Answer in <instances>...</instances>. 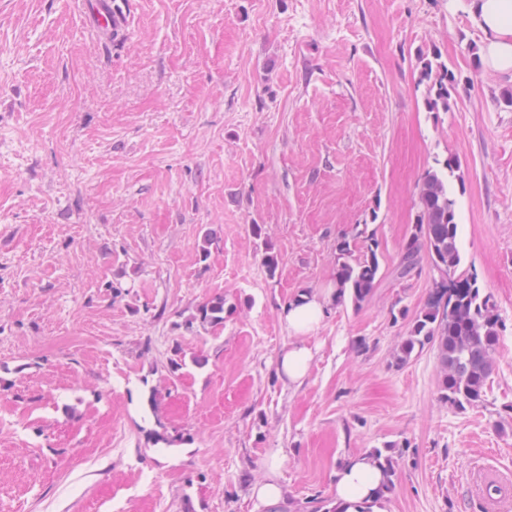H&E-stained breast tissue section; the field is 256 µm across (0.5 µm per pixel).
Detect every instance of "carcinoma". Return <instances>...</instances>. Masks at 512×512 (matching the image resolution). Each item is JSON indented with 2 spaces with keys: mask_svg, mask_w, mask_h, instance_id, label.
Masks as SVG:
<instances>
[{
  "mask_svg": "<svg viewBox=\"0 0 512 512\" xmlns=\"http://www.w3.org/2000/svg\"><path fill=\"white\" fill-rule=\"evenodd\" d=\"M422 64L423 77L433 79L429 86L430 108L448 109V99L456 90L458 78L442 63L435 65L424 58ZM455 166L449 159L441 169L428 173L415 201L414 230L401 246V275H408L417 268L424 251L439 278L425 306L411 318L396 360L403 364L415 350L434 345L440 362V398L455 409L465 411L485 401L502 323L495 300L480 288L477 275L471 269L461 268L455 199L448 184V174L454 173ZM336 251L339 300L348 299L359 308L372 296L378 283L377 246L367 245L358 258L352 257L347 241L339 243ZM196 322L204 327L224 324V297L217 296L202 304L197 314L185 321V327L191 329ZM372 454L383 460L388 478L381 492L384 497L394 485L392 448H376Z\"/></svg>",
  "mask_w": 512,
  "mask_h": 512,
  "instance_id": "carcinoma-1",
  "label": "carcinoma"
}]
</instances>
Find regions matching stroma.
<instances>
[{
  "mask_svg": "<svg viewBox=\"0 0 512 512\" xmlns=\"http://www.w3.org/2000/svg\"><path fill=\"white\" fill-rule=\"evenodd\" d=\"M118 3L113 42L74 0H0V512H263L271 476L302 512L388 446L387 512H485L490 470L512 501V76L482 67L459 0ZM425 58L459 79L447 110ZM449 158L464 264L503 322L463 412L433 348L395 360L438 277L425 256L398 277L401 245ZM367 234L372 297L332 305L284 384L283 306ZM218 295L223 325L186 329Z\"/></svg>",
  "mask_w": 512,
  "mask_h": 512,
  "instance_id": "1",
  "label": "stroma"
}]
</instances>
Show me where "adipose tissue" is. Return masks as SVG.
I'll return each mask as SVG.
<instances>
[{"label":"adipose tissue","mask_w":512,"mask_h":512,"mask_svg":"<svg viewBox=\"0 0 512 512\" xmlns=\"http://www.w3.org/2000/svg\"><path fill=\"white\" fill-rule=\"evenodd\" d=\"M466 11L473 26L484 36L485 68L512 73V0H466ZM335 301L336 289L331 286L318 293H300L284 307L281 322L293 340L279 355L278 374L288 385L303 384L313 357L306 337ZM383 479L379 461L370 454L351 457L336 472V500L345 512H358L360 506L368 503L373 504V512H384L376 505Z\"/></svg>","instance_id":"ef3b65f1"}]
</instances>
